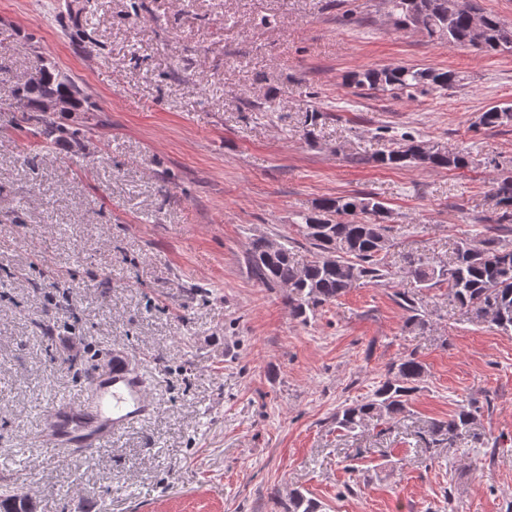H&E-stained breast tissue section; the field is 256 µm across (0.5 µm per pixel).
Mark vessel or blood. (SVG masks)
I'll list each match as a JSON object with an SVG mask.
<instances>
[{
  "mask_svg": "<svg viewBox=\"0 0 512 512\" xmlns=\"http://www.w3.org/2000/svg\"><path fill=\"white\" fill-rule=\"evenodd\" d=\"M155 412L143 374L114 354L93 374L80 400H59L43 411L37 437L44 457L77 452L91 458Z\"/></svg>",
  "mask_w": 512,
  "mask_h": 512,
  "instance_id": "b4317fda",
  "label": "vessel or blood"
}]
</instances>
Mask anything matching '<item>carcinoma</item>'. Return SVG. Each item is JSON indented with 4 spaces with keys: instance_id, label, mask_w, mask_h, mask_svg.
I'll list each match as a JSON object with an SVG mask.
<instances>
[{
    "instance_id": "cac0c4a2",
    "label": "carcinoma",
    "mask_w": 512,
    "mask_h": 512,
    "mask_svg": "<svg viewBox=\"0 0 512 512\" xmlns=\"http://www.w3.org/2000/svg\"><path fill=\"white\" fill-rule=\"evenodd\" d=\"M389 16L397 29L416 31L430 40L478 44L486 54L512 49V28L491 12H482L480 32L473 31L470 16L464 12L448 14V0H387ZM460 82L452 70L421 69L397 65L367 69L352 76L357 88H390L411 98L415 93L443 91ZM22 120L38 124L33 135L41 138L40 148L61 140L79 142L84 134L79 128L57 124L42 111L45 102L66 97L76 111L88 112L90 106L83 89L54 63L42 57L34 70L15 89ZM512 122V108L493 106L480 116L479 125L489 129ZM424 143L413 138L377 158L385 167H401L418 162L435 169H460L469 164L464 149L444 150L420 155ZM493 198L502 210L501 218L512 217V176L493 183ZM368 216L366 220L357 215ZM387 208L371 197L339 196L323 199L313 212L297 224L298 233L313 249V258L305 264L295 259L288 242L267 254L261 242L253 246L249 266L256 279L269 288L288 287V304L295 318L305 322L308 313L342 296L359 279L378 281L390 276L383 262L389 243V225L384 223ZM406 274L419 285L429 288L448 284L452 296L464 314L488 319L504 332L512 330V249L469 243L458 246L454 259L446 265L433 266L422 261L409 262ZM395 374L387 378L368 399L345 405L336 412L339 428L353 432L369 420L395 419L406 411L411 396L425 375L423 364L413 354L392 366ZM478 410L463 407L446 421L430 424L432 441L450 443L462 436L474 423ZM0 512H33L25 496L8 484L0 485ZM287 512H315L311 501L300 492L288 498Z\"/></svg>"
}]
</instances>
